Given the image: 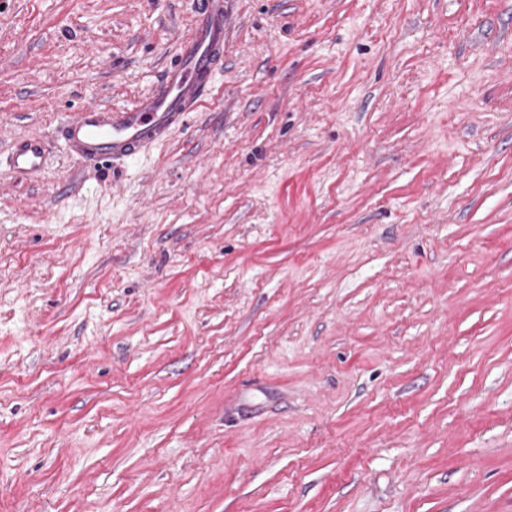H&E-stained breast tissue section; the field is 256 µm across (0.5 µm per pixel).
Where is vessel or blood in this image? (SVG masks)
<instances>
[{"instance_id":"vessel-or-blood-1","label":"vessel or blood","mask_w":512,"mask_h":512,"mask_svg":"<svg viewBox=\"0 0 512 512\" xmlns=\"http://www.w3.org/2000/svg\"><path fill=\"white\" fill-rule=\"evenodd\" d=\"M229 18L228 0H194L192 30L150 92L129 107L89 104L64 119L58 137L67 153L93 167L127 162L185 127L224 65ZM48 157L46 140L26 137L14 142L7 161L17 177L27 179L44 170Z\"/></svg>"}]
</instances>
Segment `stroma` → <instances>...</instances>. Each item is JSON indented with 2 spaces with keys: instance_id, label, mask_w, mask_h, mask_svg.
Wrapping results in <instances>:
<instances>
[{
  "instance_id": "stroma-1",
  "label": "stroma",
  "mask_w": 512,
  "mask_h": 512,
  "mask_svg": "<svg viewBox=\"0 0 512 512\" xmlns=\"http://www.w3.org/2000/svg\"><path fill=\"white\" fill-rule=\"evenodd\" d=\"M229 8L93 175L192 0H0V512H512V0ZM228 4V0L194 1L191 33L179 42L150 92L132 106L89 104L64 119L58 138L67 153L93 167L127 162L185 127L224 65ZM49 144L43 138L26 137L16 140L8 153L10 170L27 179L41 173L47 165Z\"/></svg>"
}]
</instances>
